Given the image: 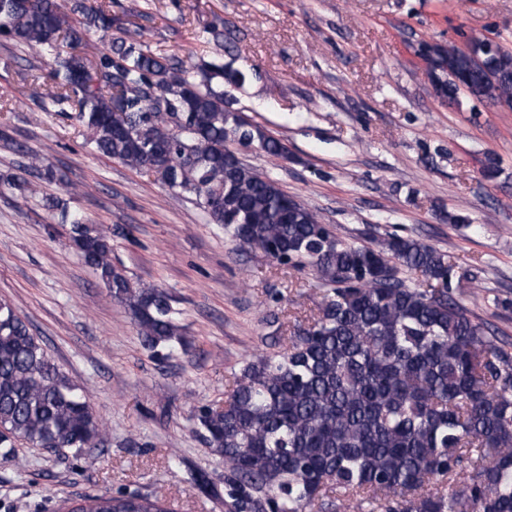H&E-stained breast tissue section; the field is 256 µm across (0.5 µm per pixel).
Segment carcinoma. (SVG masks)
I'll return each instance as SVG.
<instances>
[{
    "mask_svg": "<svg viewBox=\"0 0 512 512\" xmlns=\"http://www.w3.org/2000/svg\"><path fill=\"white\" fill-rule=\"evenodd\" d=\"M94 31L107 47L78 50ZM100 0H0V38L51 57L55 103H68L92 149L153 173L195 197L241 247L310 268L328 285L318 315L283 352L253 357L224 405L198 406L196 431L224 459V512H306L332 496L364 494L382 512H512V352L454 298V267L436 248L392 236L374 246L340 240L320 216L243 163L231 143L280 157L283 143L224 105V81L245 74L190 66L114 35ZM441 98L467 94L512 108V51L485 39L466 48L423 42ZM0 188L38 193L10 174ZM70 241L110 296L128 307L145 346L181 344L171 296L134 284L112 263L108 236L62 210ZM418 271L440 284L416 288ZM108 442L88 394L0 300V458L26 444L79 454ZM68 512H173L139 492L84 495Z\"/></svg>",
    "mask_w": 512,
    "mask_h": 512,
    "instance_id": "obj_1",
    "label": "carcinoma"
}]
</instances>
